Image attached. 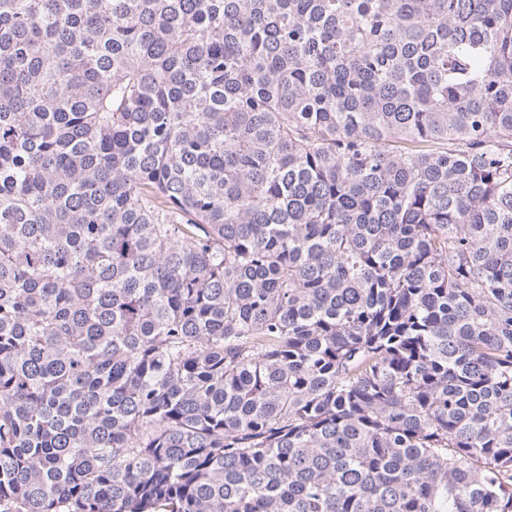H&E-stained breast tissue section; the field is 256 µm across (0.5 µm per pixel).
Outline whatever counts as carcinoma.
<instances>
[{
  "label": "carcinoma",
  "instance_id": "cac0c4a2",
  "mask_svg": "<svg viewBox=\"0 0 512 512\" xmlns=\"http://www.w3.org/2000/svg\"><path fill=\"white\" fill-rule=\"evenodd\" d=\"M0 512H512V0H0Z\"/></svg>",
  "mask_w": 512,
  "mask_h": 512
}]
</instances>
